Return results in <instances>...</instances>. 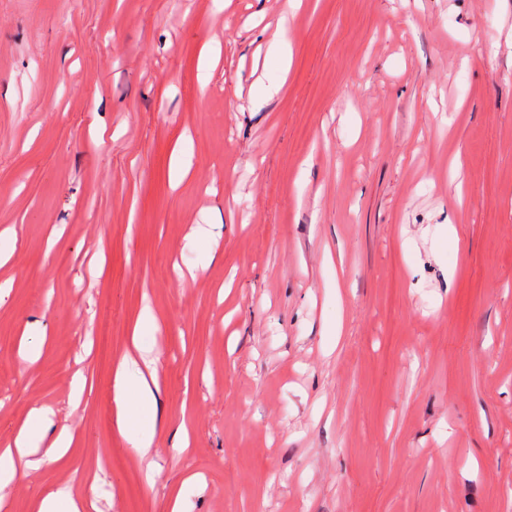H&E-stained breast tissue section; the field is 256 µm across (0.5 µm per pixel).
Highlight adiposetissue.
Segmentation results:
<instances>
[{
  "label": "adipose tissue",
  "mask_w": 512,
  "mask_h": 512,
  "mask_svg": "<svg viewBox=\"0 0 512 512\" xmlns=\"http://www.w3.org/2000/svg\"><path fill=\"white\" fill-rule=\"evenodd\" d=\"M157 318L151 306H144L133 330V347L123 357L114 377V422L141 459L147 462V477H154L153 442L157 422L158 356L142 341L155 332ZM52 411L40 404L32 405L13 441L0 448V492L16 482L19 473L34 468L40 445H47V458L63 456L70 448L73 435L69 428L52 431Z\"/></svg>",
  "instance_id": "obj_1"
}]
</instances>
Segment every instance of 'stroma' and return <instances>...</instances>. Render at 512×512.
Wrapping results in <instances>:
<instances>
[{
	"mask_svg": "<svg viewBox=\"0 0 512 512\" xmlns=\"http://www.w3.org/2000/svg\"><path fill=\"white\" fill-rule=\"evenodd\" d=\"M286 7L0 0V444L35 402L75 434L12 512L194 474L191 512H512V0H302L283 75ZM146 305L151 486L113 420ZM297 2V0H289L288 11L279 19L268 50L269 55L276 62L279 70L284 74L288 71L291 60V49L288 40L285 38L286 22L288 15L296 8ZM83 499L75 498L67 488H57L39 498L37 512H85Z\"/></svg>",
	"mask_w": 512,
	"mask_h": 512,
	"instance_id": "stroma-1",
	"label": "stroma"
}]
</instances>
